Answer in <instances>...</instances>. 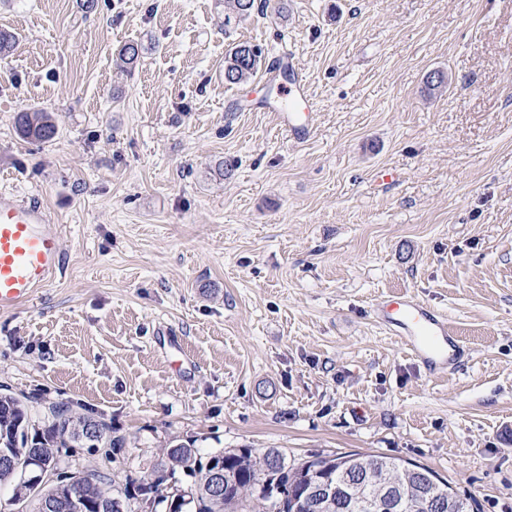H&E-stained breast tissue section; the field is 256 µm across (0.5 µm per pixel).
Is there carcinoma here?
<instances>
[{
    "instance_id": "obj_1",
    "label": "carcinoma",
    "mask_w": 512,
    "mask_h": 512,
    "mask_svg": "<svg viewBox=\"0 0 512 512\" xmlns=\"http://www.w3.org/2000/svg\"><path fill=\"white\" fill-rule=\"evenodd\" d=\"M255 0H225V8L237 17L251 15ZM251 47L248 42L233 46L224 65V80L237 84L254 76L261 69L263 50L244 53ZM16 127L27 140L46 142L55 137L56 128L47 112H20L16 116ZM72 416L70 407L64 403L49 408V415L40 424L31 422L24 403L10 395L0 397V450L8 457H0V485L13 484V499L22 505L21 512H54L50 505L69 493V466L61 465L63 458L73 456L75 449L123 448L124 438L114 434L113 428L103 420L82 416L80 420L94 429L91 437L80 436L69 424ZM52 448V453L42 459L43 465L55 472V476L34 487L22 479L24 466L37 450ZM362 459L373 465L374 480L378 483L406 481V474H396L390 466L397 460L378 455L349 454L339 457L316 455L308 467L324 465L329 473L337 474L350 460ZM268 454L256 456L251 448L219 450L206 456L199 453L192 444L177 443L169 446L158 462L151 476L119 479L118 475L100 471L73 472L79 484L80 507L70 512H115V500L134 501L141 504L142 512L155 509L167 502L163 485L168 477L181 471L195 486L192 500L184 512H265L264 503L271 498H281L283 490L300 486L298 478L303 467L297 465L288 470L268 471L265 465ZM223 465L232 473V482L225 495L213 497L203 488L206 468L209 464Z\"/></svg>"
}]
</instances>
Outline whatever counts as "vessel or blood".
<instances>
[{"instance_id":"vessel-or-blood-1","label":"vessel or blood","mask_w":512,"mask_h":512,"mask_svg":"<svg viewBox=\"0 0 512 512\" xmlns=\"http://www.w3.org/2000/svg\"><path fill=\"white\" fill-rule=\"evenodd\" d=\"M288 76L274 99L261 105L276 112L290 140L301 143L311 136L302 114L314 99L299 81L292 58L281 64ZM62 267L60 235L44 207L8 193L0 194V311L28 302L36 289L49 285ZM375 323L387 329L415 361L435 374L453 365L460 340L448 318L412 295L376 303L371 309Z\"/></svg>"}]
</instances>
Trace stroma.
Returning a JSON list of instances; mask_svg holds the SVG:
<instances>
[{
  "mask_svg": "<svg viewBox=\"0 0 512 512\" xmlns=\"http://www.w3.org/2000/svg\"><path fill=\"white\" fill-rule=\"evenodd\" d=\"M276 5L0 0V192L47 210L63 258L0 313V389L125 438L84 470L148 474L173 441L375 454L512 512V0ZM243 41L293 54L307 142L255 111L267 70L225 82ZM33 110L52 141L17 134ZM396 294L447 315L455 370L372 321Z\"/></svg>",
  "mask_w": 512,
  "mask_h": 512,
  "instance_id": "stroma-1",
  "label": "stroma"
}]
</instances>
